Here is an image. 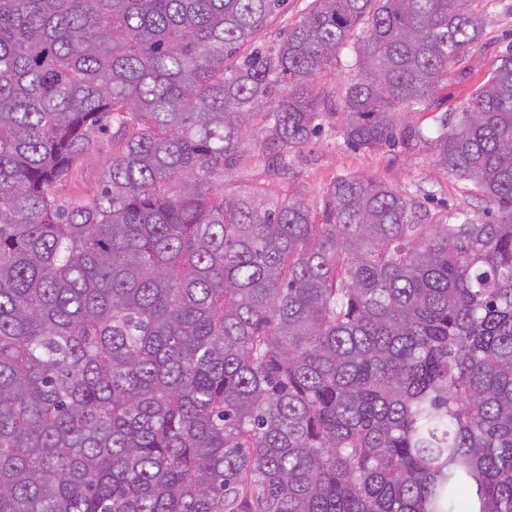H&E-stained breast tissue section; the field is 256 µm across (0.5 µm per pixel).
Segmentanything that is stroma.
<instances>
[{
	"label": "stroma",
	"instance_id": "stroma-1",
	"mask_svg": "<svg viewBox=\"0 0 512 512\" xmlns=\"http://www.w3.org/2000/svg\"><path fill=\"white\" fill-rule=\"evenodd\" d=\"M483 35L458 64L449 68L441 87L425 110L410 112L407 123L434 133L450 113L459 111L471 94L488 79L499 56L512 53V0H482ZM354 73L347 67L332 70L317 82L322 101L332 118L319 138L295 154L293 178L274 177L262 161L248 160L231 172V182L240 190L255 192L267 200L281 199L287 189L303 193L317 203L326 188L342 173L357 174L403 189L418 184L433 188L428 206L433 210L471 209L481 216H497L496 202L485 199L473 184L461 181L436 162L433 145L405 151L398 148L368 152L347 144L336 113Z\"/></svg>",
	"mask_w": 512,
	"mask_h": 512
}]
</instances>
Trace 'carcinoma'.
Instances as JSON below:
<instances>
[{
    "label": "carcinoma",
    "instance_id": "obj_1",
    "mask_svg": "<svg viewBox=\"0 0 512 512\" xmlns=\"http://www.w3.org/2000/svg\"><path fill=\"white\" fill-rule=\"evenodd\" d=\"M481 0H0V512H512V55L404 124ZM429 141L503 216L341 174L228 186L319 136ZM101 189L65 186L102 135ZM311 0H288L283 12L272 18L257 38L258 45L273 46L288 33V27L306 11ZM356 72L348 67L336 66V69L329 72L317 82L325 112H339L344 88Z\"/></svg>",
    "mask_w": 512,
    "mask_h": 512
}]
</instances>
